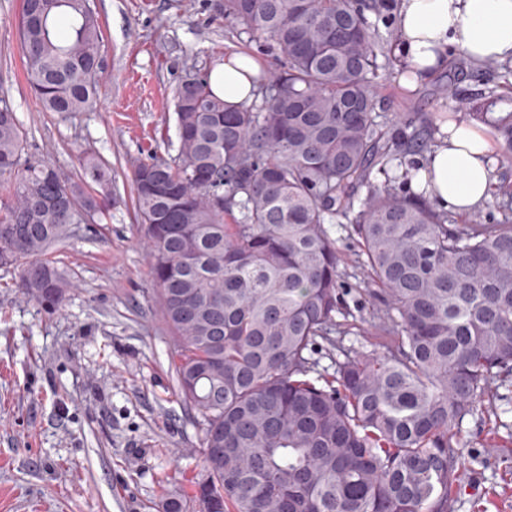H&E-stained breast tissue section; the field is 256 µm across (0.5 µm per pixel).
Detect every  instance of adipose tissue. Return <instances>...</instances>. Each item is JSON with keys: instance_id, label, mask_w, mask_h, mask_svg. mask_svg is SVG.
Instances as JSON below:
<instances>
[{"instance_id": "adipose-tissue-1", "label": "adipose tissue", "mask_w": 512, "mask_h": 512, "mask_svg": "<svg viewBox=\"0 0 512 512\" xmlns=\"http://www.w3.org/2000/svg\"><path fill=\"white\" fill-rule=\"evenodd\" d=\"M397 51L406 63L400 76L408 88L446 70L450 47L475 62H512V0H399ZM262 69L251 56L234 53L210 72L213 92L227 104L252 101L251 76ZM446 139L416 175L421 189L441 211L469 213L488 196L490 144L473 128L446 124Z\"/></svg>"}]
</instances>
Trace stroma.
<instances>
[{"mask_svg":"<svg viewBox=\"0 0 512 512\" xmlns=\"http://www.w3.org/2000/svg\"><path fill=\"white\" fill-rule=\"evenodd\" d=\"M101 23L98 107L46 111L25 75L21 0H0V99L18 119L23 159L79 172L88 151L109 167L101 213L84 217L48 258L70 282L51 311L0 269V512H164L201 468L203 431L174 383L173 345L155 303L146 229L135 218L132 172L178 152L173 94L231 52L282 56L236 30L218 0H94ZM484 64L459 56L430 82L405 88L382 72L377 110L386 134L406 115L459 118L455 98L494 85ZM466 417L448 512H512V400Z\"/></svg>","mask_w":512,"mask_h":512,"instance_id":"35a3bbf8","label":"stroma"}]
</instances>
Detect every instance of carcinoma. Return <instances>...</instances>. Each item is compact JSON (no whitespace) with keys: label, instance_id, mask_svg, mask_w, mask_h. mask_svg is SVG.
<instances>
[{"label":"carcinoma","instance_id":"obj_1","mask_svg":"<svg viewBox=\"0 0 512 512\" xmlns=\"http://www.w3.org/2000/svg\"><path fill=\"white\" fill-rule=\"evenodd\" d=\"M297 2L221 0L239 33L278 47L284 71L252 80L267 92L234 108L206 77L178 86L177 157L133 173L178 392L204 432L192 492L166 512H202V496L215 512H448L460 469L452 440L512 372V187L494 194L492 224H457L397 190L412 179L406 155L424 143L379 130L388 39L369 20L376 5ZM18 28L43 108L94 110L102 34L89 0H22ZM484 64L498 87L462 94L458 109L511 151L512 66ZM21 149L4 101L0 268L56 310L69 283L42 256L70 237L64 215L94 210L89 189L111 176L92 153L73 179L21 163ZM342 219L357 236L361 293L383 301L368 330L343 300L331 237ZM367 332L380 349L345 343Z\"/></svg>","mask_w":512,"mask_h":512}]
</instances>
